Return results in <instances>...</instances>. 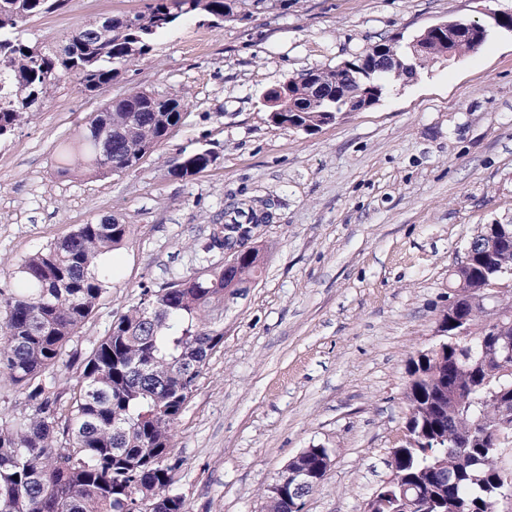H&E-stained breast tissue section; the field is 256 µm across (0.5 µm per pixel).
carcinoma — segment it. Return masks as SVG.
Here are the masks:
<instances>
[{
  "label": "carcinoma",
  "mask_w": 512,
  "mask_h": 512,
  "mask_svg": "<svg viewBox=\"0 0 512 512\" xmlns=\"http://www.w3.org/2000/svg\"><path fill=\"white\" fill-rule=\"evenodd\" d=\"M67 0H0V137L38 112L59 85L74 81L93 94L112 84L118 67L146 58L158 37L181 19L202 15L219 24L226 0H148L140 24L112 19L106 40L102 20L68 39L73 51L56 53L15 36L23 25L60 11ZM398 64L365 84L383 93L386 76L407 74L412 48L392 46ZM335 68H313L288 80L290 96L305 101L315 83L336 82ZM336 119V104L309 112H278L273 124L321 127ZM182 121L178 99L132 91L105 112L86 118L73 142L59 144L57 171L117 174L139 166ZM209 167L198 152L175 159L171 174L187 178ZM272 220L270 203L249 199L224 214L197 244L207 266L197 275L160 288L145 287L139 302L112 319L107 334L62 388L58 367L68 343L92 317L106 293L102 259L133 234L114 218L79 224L18 265L20 285L0 289V380L24 395L29 408L0 414V512H188L173 493L178 464L171 460L174 426L210 355L224 343L228 283L224 225L245 224L253 235ZM512 268V243L498 245L478 234L463 246L462 267L449 274L450 288L468 291L485 280L483 255ZM260 255L240 253L234 272L242 290L261 275ZM467 345L482 350L486 315L467 309ZM405 424H425L448 437V446L390 449L389 490L418 484L438 464L439 481L423 494L448 495L475 512H504L501 493L512 495V469L500 464L512 448V418L503 420L498 393L512 391V364L490 358L466 367L455 352L432 345L407 361ZM324 446L304 449L297 468L317 466Z\"/></svg>",
  "instance_id": "1"
}]
</instances>
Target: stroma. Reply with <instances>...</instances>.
<instances>
[{"label":"stroma","mask_w":512,"mask_h":512,"mask_svg":"<svg viewBox=\"0 0 512 512\" xmlns=\"http://www.w3.org/2000/svg\"><path fill=\"white\" fill-rule=\"evenodd\" d=\"M232 2L234 20H182L110 87L61 86L0 138V288L76 225H132L106 264L108 293L67 349L82 355L142 286L202 268L196 244L213 216L271 200L266 265L225 309L224 343L174 427V491L189 512H262L278 473L322 444L333 463L303 512H363L405 422L406 362L432 342L465 240L512 222V32L491 19L512 0ZM142 5L69 0L18 36L59 50L89 20ZM453 18L489 26L478 52L389 78L377 104L315 132L270 123L265 93L289 77ZM133 89L182 99L169 139L133 170L59 175V142ZM202 150L215 156L208 169L170 174L171 160ZM69 357L65 380L77 371Z\"/></svg>","instance_id":"stroma-1"}]
</instances>
